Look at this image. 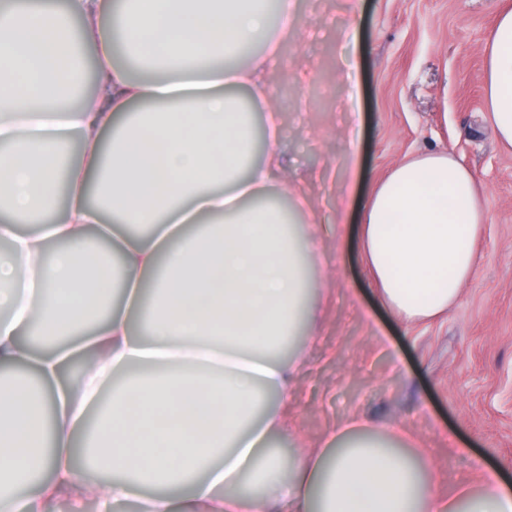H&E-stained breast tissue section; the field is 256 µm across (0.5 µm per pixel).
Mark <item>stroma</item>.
I'll return each mask as SVG.
<instances>
[{
	"label": "stroma",
	"instance_id": "obj_1",
	"mask_svg": "<svg viewBox=\"0 0 512 512\" xmlns=\"http://www.w3.org/2000/svg\"><path fill=\"white\" fill-rule=\"evenodd\" d=\"M505 10L512 0H296L270 92L284 178L306 189L320 240L314 341L273 447H315L355 415L410 428L441 495L482 472L512 482V149L492 134L483 85ZM433 151L474 173L485 221L458 303L407 324L378 299L344 199Z\"/></svg>",
	"mask_w": 512,
	"mask_h": 512
}]
</instances>
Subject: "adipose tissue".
<instances>
[{
	"label": "adipose tissue",
	"mask_w": 512,
	"mask_h": 512,
	"mask_svg": "<svg viewBox=\"0 0 512 512\" xmlns=\"http://www.w3.org/2000/svg\"><path fill=\"white\" fill-rule=\"evenodd\" d=\"M109 8L0 9V366L35 374L0 385V512L60 496L82 512V469L108 474L102 506L136 495L140 512H512L489 473L441 498L399 425L351 417L315 451L269 447L312 318L305 192L254 117L271 75L253 49L287 37L289 0H124L107 34ZM87 53L95 88L64 105ZM486 55L492 131L512 148V11ZM61 202L58 223L19 232ZM356 210L382 299L409 322L448 313L475 269L472 172L406 160ZM29 332L60 342L38 351Z\"/></svg>",
	"instance_id": "adipose-tissue-1"
}]
</instances>
